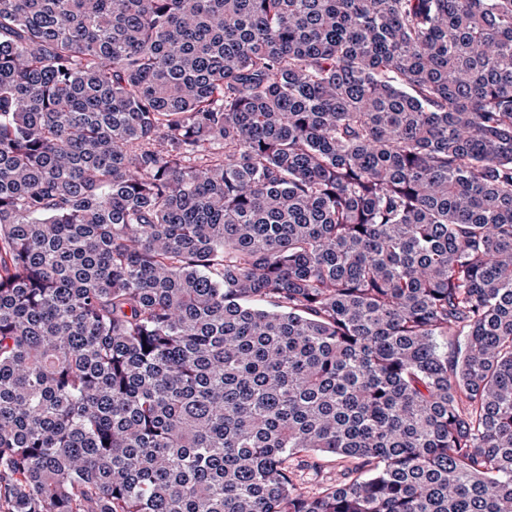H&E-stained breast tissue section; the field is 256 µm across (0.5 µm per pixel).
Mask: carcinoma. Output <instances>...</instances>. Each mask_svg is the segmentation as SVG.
Segmentation results:
<instances>
[{
  "mask_svg": "<svg viewBox=\"0 0 512 512\" xmlns=\"http://www.w3.org/2000/svg\"><path fill=\"white\" fill-rule=\"evenodd\" d=\"M0 512H512V0H0ZM344 463L336 456L323 457V467L316 474L310 470L297 472V482L307 491H314L323 484H335L342 481L341 472Z\"/></svg>",
  "mask_w": 512,
  "mask_h": 512,
  "instance_id": "obj_1",
  "label": "carcinoma"
}]
</instances>
